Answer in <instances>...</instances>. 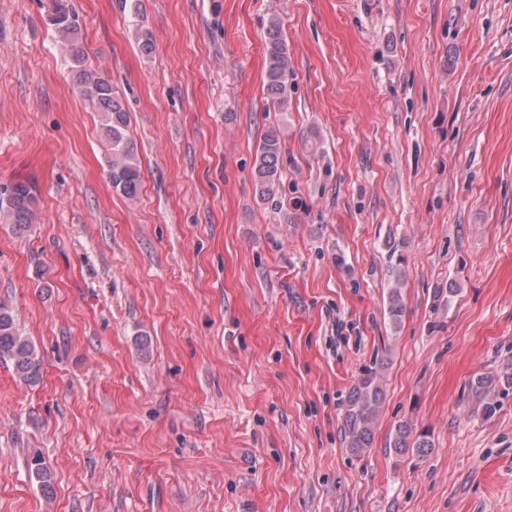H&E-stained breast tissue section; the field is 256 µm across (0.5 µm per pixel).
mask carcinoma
I'll return each mask as SVG.
<instances>
[{
	"instance_id": "obj_1",
	"label": "carcinoma",
	"mask_w": 512,
	"mask_h": 512,
	"mask_svg": "<svg viewBox=\"0 0 512 512\" xmlns=\"http://www.w3.org/2000/svg\"><path fill=\"white\" fill-rule=\"evenodd\" d=\"M49 24L60 39L65 53L73 62L81 95L102 114L101 126L110 143L107 160L112 186L125 197H137L142 175L132 143L125 134L127 114L124 105L108 79L85 66L84 50L77 39L78 24L68 0H50ZM288 49L280 20L270 17L266 30L265 94L280 109L288 104ZM281 131L272 129L263 137L256 154L255 185L259 197L266 200L275 194L281 181ZM36 197L27 183H17L0 194V219L27 230L35 219ZM402 272L394 274V284L387 294L386 314L393 330L400 328L404 313ZM0 359H8L19 379L30 386L42 378V363L34 344L21 335L13 311L0 304ZM384 363L362 371L346 400L341 435L345 447L355 457L363 456L373 442V429L384 400L381 370ZM392 448L399 455L411 452L423 460L433 450L428 431L418 433L406 424L395 429ZM29 479L45 497L53 495L51 471L43 458L35 454L27 463Z\"/></svg>"
}]
</instances>
